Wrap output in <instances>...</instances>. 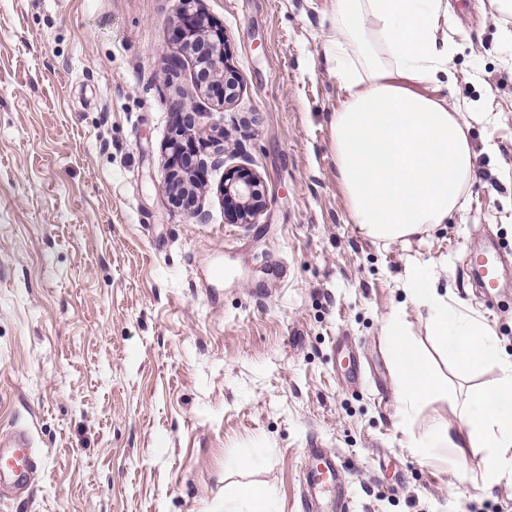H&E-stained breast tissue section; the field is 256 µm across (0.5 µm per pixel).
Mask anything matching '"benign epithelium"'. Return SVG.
I'll use <instances>...</instances> for the list:
<instances>
[{
	"instance_id": "1",
	"label": "benign epithelium",
	"mask_w": 512,
	"mask_h": 512,
	"mask_svg": "<svg viewBox=\"0 0 512 512\" xmlns=\"http://www.w3.org/2000/svg\"><path fill=\"white\" fill-rule=\"evenodd\" d=\"M178 30L184 47L194 57L198 70L195 83L206 96H215L221 105L232 103L238 95V82L227 62L224 50V31L205 23L197 12L183 9ZM175 135L167 144L164 190L168 200L179 206L187 218H202L206 143L191 133L201 112L197 102L173 106ZM261 180L248 169L226 173L220 195L224 199L225 215L233 224H249L252 218L267 206L265 195L259 190Z\"/></svg>"
}]
</instances>
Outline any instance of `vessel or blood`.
<instances>
[{
  "instance_id": "vessel-or-blood-1",
  "label": "vessel or blood",
  "mask_w": 512,
  "mask_h": 512,
  "mask_svg": "<svg viewBox=\"0 0 512 512\" xmlns=\"http://www.w3.org/2000/svg\"><path fill=\"white\" fill-rule=\"evenodd\" d=\"M478 280L482 287L496 284L498 279V261L494 252H485L476 264ZM7 452L0 454V481L16 478L31 470L35 464L30 450L29 438L24 433H16L8 442ZM306 484L308 504L312 512H321L331 507L335 512H349L340 480L339 466L331 453L310 448L307 454Z\"/></svg>"
}]
</instances>
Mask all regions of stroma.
<instances>
[{
	"mask_svg": "<svg viewBox=\"0 0 512 512\" xmlns=\"http://www.w3.org/2000/svg\"><path fill=\"white\" fill-rule=\"evenodd\" d=\"M224 30L239 84L227 107L179 68L180 0H0V440L26 432L37 470L0 486V512H307L306 452L338 457L352 512H512V472L484 453L424 462L412 446L461 403L400 414L382 326L432 354L411 270L476 311L512 354V14L448 0L449 108L475 113L462 210L374 244L336 176L328 59L335 0H195ZM223 150L195 223L163 188L175 102ZM245 167L268 204L230 223L219 187ZM501 246L507 282H471Z\"/></svg>",
	"mask_w": 512,
	"mask_h": 512,
	"instance_id": "obj_1",
	"label": "stroma"
}]
</instances>
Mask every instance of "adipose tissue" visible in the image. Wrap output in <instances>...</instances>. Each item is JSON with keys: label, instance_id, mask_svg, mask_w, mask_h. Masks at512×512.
<instances>
[{"label": "adipose tissue", "instance_id": "obj_1", "mask_svg": "<svg viewBox=\"0 0 512 512\" xmlns=\"http://www.w3.org/2000/svg\"><path fill=\"white\" fill-rule=\"evenodd\" d=\"M447 13V0H336L341 27L332 60L344 94L332 122L336 171L351 223L380 244L447 223L463 207L473 174L465 115L420 91L448 84V37L440 32ZM408 282L445 364L464 375L487 365L498 371L492 384L468 387L455 422L439 421L418 446L482 449L483 481L495 485L512 465V356L500 351L486 322L450 303L423 270L414 269ZM383 333L407 424L441 384L398 316Z\"/></svg>", "mask_w": 512, "mask_h": 512}]
</instances>
